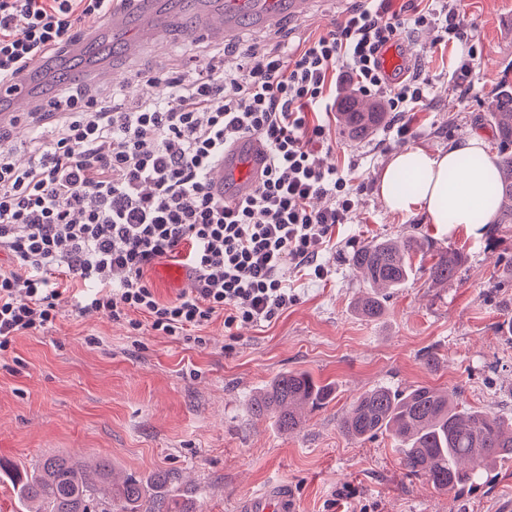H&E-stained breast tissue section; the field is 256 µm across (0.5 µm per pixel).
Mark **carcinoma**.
Wrapping results in <instances>:
<instances>
[{"instance_id": "obj_1", "label": "carcinoma", "mask_w": 512, "mask_h": 512, "mask_svg": "<svg viewBox=\"0 0 512 512\" xmlns=\"http://www.w3.org/2000/svg\"><path fill=\"white\" fill-rule=\"evenodd\" d=\"M490 117L499 140L497 223L512 224L511 85H502L496 92ZM338 119L349 138L361 140L384 123L386 113L348 95ZM414 251V238L406 236L371 241L353 252L350 264L368 288L354 303L359 315L368 320L383 315L385 290L407 281ZM463 263L460 252L446 250L425 269L427 280L451 281ZM330 394V387L318 384L307 372H283L252 397L250 411L254 418H269L290 434L301 427L304 410L322 406ZM454 395L429 385L409 390L373 387L353 401L341 428L356 441L383 433L391 436L406 474L423 479L437 491L471 488L483 471L512 459V421L491 411H460L453 404ZM0 473L12 480L25 512H187L177 502L145 496L140 478L115 473L104 459L78 464L48 456L22 471L0 461Z\"/></svg>"}]
</instances>
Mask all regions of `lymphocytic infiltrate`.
<instances>
[{"instance_id": "lymphocytic-infiltrate-1", "label": "lymphocytic infiltrate", "mask_w": 512, "mask_h": 512, "mask_svg": "<svg viewBox=\"0 0 512 512\" xmlns=\"http://www.w3.org/2000/svg\"><path fill=\"white\" fill-rule=\"evenodd\" d=\"M126 0H0V80L36 57L64 51L90 16ZM466 42L447 0L403 11L391 0H356L343 20L304 44L225 49L197 57L192 74L150 75L163 100L125 106L74 87L37 109L31 156L17 166L0 148V353L16 336L55 327L64 316L100 314L129 330L149 327L204 345L203 328L258 326L298 295L295 272L321 280L319 245L358 206L361 189L325 164L330 143L312 112L336 106L340 87L378 97L389 127L410 135L406 118L429 83L394 82L381 53L410 26ZM261 138L263 178L244 199L214 197L206 176L225 149ZM182 264L191 283L162 300L146 273L162 260Z\"/></svg>"}]
</instances>
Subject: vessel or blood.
Returning a JSON list of instances; mask_svg holds the SVG:
<instances>
[{"instance_id":"1","label":"vessel or blood","mask_w":512,"mask_h":512,"mask_svg":"<svg viewBox=\"0 0 512 512\" xmlns=\"http://www.w3.org/2000/svg\"><path fill=\"white\" fill-rule=\"evenodd\" d=\"M313 0H224V9L212 13L198 37L221 44L232 39L242 23L261 28L276 26L283 17H304ZM162 0H127L123 9L113 11L103 24L87 28L81 37L62 53L34 59L26 70L14 79L0 83V124L12 123L17 113L41 106L35 93L36 85L68 61L92 58V65L75 75L76 81L95 85L112 78V69L103 59V53L112 43V36L124 33L120 46L123 55L132 57L143 47L156 41L162 32L157 20L165 15ZM265 146L256 137H249L226 150L209 172V191L225 202H233L249 195L264 164ZM291 494L282 485L268 484L256 489L240 502L236 512H293Z\"/></svg>"}]
</instances>
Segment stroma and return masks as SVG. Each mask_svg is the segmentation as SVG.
<instances>
[{
    "label": "stroma",
    "mask_w": 512,
    "mask_h": 512,
    "mask_svg": "<svg viewBox=\"0 0 512 512\" xmlns=\"http://www.w3.org/2000/svg\"><path fill=\"white\" fill-rule=\"evenodd\" d=\"M349 6L315 0L308 18L271 29L246 25L235 41L294 46L326 33ZM456 8L466 45L437 41L426 28L406 38L410 69L430 85L410 114L413 138L380 127L353 142L336 113L318 115L331 134L327 163L363 186L357 209L320 249L326 279L292 273L299 299L287 311L232 334L215 319L201 347L147 327L131 332L98 315L68 316L49 331L16 337L0 354V460L27 468L49 455L106 459L146 483L168 471L164 494L200 512H234V498L273 480L293 488L299 512H495L496 500H512V460L474 489L442 493L406 475L388 436L356 442L340 428L352 401L377 385L445 387L461 406L512 418V336L503 326L512 319V283L501 279L512 261V224L496 232L445 227L421 211L391 213L376 194L393 151L435 152L474 132L497 149L489 105L499 83L512 84V0H458ZM196 24L183 14L135 63L113 55L103 91L123 88L130 104L161 96L162 85H147L141 75L183 67L198 49L190 33ZM463 58L466 88L452 75ZM410 235L426 244L412 258L411 278L392 290L381 319L359 316L353 303L365 283L349 255L371 240ZM448 248L465 257L457 279L427 282L425 268ZM431 351L440 358L434 369L423 363ZM283 371L309 372L333 388L331 400L291 435L248 410Z\"/></svg>",
    "instance_id": "1"
}]
</instances>
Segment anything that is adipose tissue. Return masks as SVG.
<instances>
[{
	"instance_id": "obj_1",
	"label": "adipose tissue",
	"mask_w": 512,
	"mask_h": 512,
	"mask_svg": "<svg viewBox=\"0 0 512 512\" xmlns=\"http://www.w3.org/2000/svg\"><path fill=\"white\" fill-rule=\"evenodd\" d=\"M485 146L484 136L474 133L436 153L421 147L394 152L379 180L382 202L390 212L420 210L444 226L491 223L498 207V167ZM473 156L478 165H468ZM411 178L417 189L395 191V184Z\"/></svg>"
}]
</instances>
